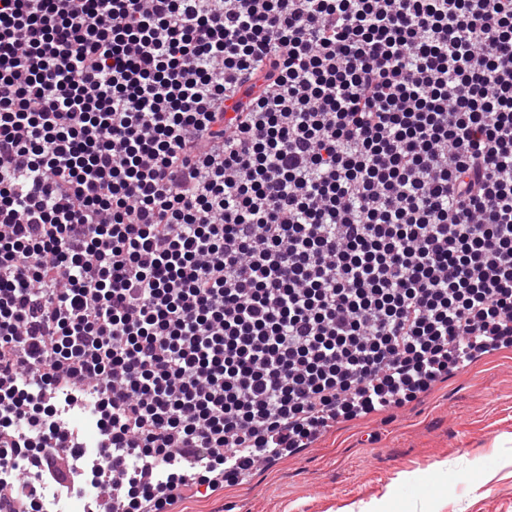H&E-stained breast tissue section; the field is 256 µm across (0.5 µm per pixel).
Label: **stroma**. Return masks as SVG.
<instances>
[{
    "instance_id": "35a3bbf8",
    "label": "stroma",
    "mask_w": 512,
    "mask_h": 512,
    "mask_svg": "<svg viewBox=\"0 0 512 512\" xmlns=\"http://www.w3.org/2000/svg\"><path fill=\"white\" fill-rule=\"evenodd\" d=\"M403 472L412 487L396 485ZM381 497L387 512H512V348L172 512H340Z\"/></svg>"
}]
</instances>
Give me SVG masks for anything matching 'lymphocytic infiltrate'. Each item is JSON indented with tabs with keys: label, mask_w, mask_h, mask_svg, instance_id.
Instances as JSON below:
<instances>
[{
	"label": "lymphocytic infiltrate",
	"mask_w": 512,
	"mask_h": 512,
	"mask_svg": "<svg viewBox=\"0 0 512 512\" xmlns=\"http://www.w3.org/2000/svg\"><path fill=\"white\" fill-rule=\"evenodd\" d=\"M512 347V0H0V497L171 512ZM58 417L70 426L75 427L81 434L82 450L73 460L74 469L80 475L82 492L79 496L49 495L43 505V512H91L98 500L99 470L98 445L99 423L98 416L92 406L86 401L67 403L64 397L58 403Z\"/></svg>",
	"instance_id": "1"
}]
</instances>
